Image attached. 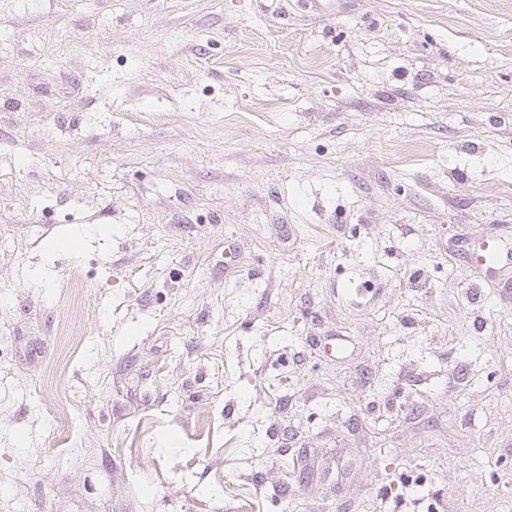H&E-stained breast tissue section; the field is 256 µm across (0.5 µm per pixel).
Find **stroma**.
<instances>
[{
  "instance_id": "1",
  "label": "stroma",
  "mask_w": 512,
  "mask_h": 512,
  "mask_svg": "<svg viewBox=\"0 0 512 512\" xmlns=\"http://www.w3.org/2000/svg\"><path fill=\"white\" fill-rule=\"evenodd\" d=\"M509 278L512 0H0V512H512Z\"/></svg>"
}]
</instances>
